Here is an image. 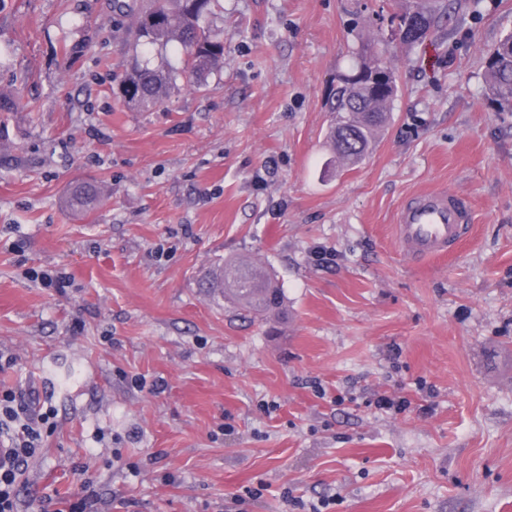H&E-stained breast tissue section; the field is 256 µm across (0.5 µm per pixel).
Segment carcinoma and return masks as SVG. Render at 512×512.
Returning a JSON list of instances; mask_svg holds the SVG:
<instances>
[{
    "instance_id": "obj_1",
    "label": "carcinoma",
    "mask_w": 512,
    "mask_h": 512,
    "mask_svg": "<svg viewBox=\"0 0 512 512\" xmlns=\"http://www.w3.org/2000/svg\"><path fill=\"white\" fill-rule=\"evenodd\" d=\"M222 0H113L117 15L129 20L128 31L133 44L142 49L143 57L133 60L120 77L124 102L133 109H149L163 104L179 91V80L188 73L193 86H204L207 75L224 63L222 32L211 28L209 20ZM400 39L415 42L426 35L434 23L433 15L419 8L397 16ZM372 37L361 43L355 64L349 73H360L366 81L385 89L378 100H363L356 106L347 88L340 86L329 111L333 120L327 141L343 168H354L367 158L379 131L384 127L391 103L397 93L395 71L387 79L379 78V67L387 64ZM184 55L183 67L154 66L152 56L163 55L168 48ZM488 96L500 112H512V34L500 39L485 56ZM101 196L98 185L90 182L71 184L66 207L74 213L93 209ZM206 287L215 288L224 298L249 315L267 318L283 307L282 288L266 272L251 262L225 263L223 277L208 276Z\"/></svg>"
}]
</instances>
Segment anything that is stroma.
I'll return each instance as SVG.
<instances>
[{
    "instance_id": "obj_1",
    "label": "stroma",
    "mask_w": 512,
    "mask_h": 512,
    "mask_svg": "<svg viewBox=\"0 0 512 512\" xmlns=\"http://www.w3.org/2000/svg\"><path fill=\"white\" fill-rule=\"evenodd\" d=\"M223 3V68L141 112L112 0H0V381L57 421L19 512L86 484L98 512H235L261 480L247 512H512V112L483 67L512 0H440L411 45L387 30L414 0ZM376 32L399 90L342 168L328 104ZM76 180L100 206L66 208ZM431 188L469 197L472 231L416 264L393 225ZM237 257L275 273L286 320L201 286Z\"/></svg>"
}]
</instances>
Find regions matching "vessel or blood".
<instances>
[{
    "mask_svg": "<svg viewBox=\"0 0 512 512\" xmlns=\"http://www.w3.org/2000/svg\"><path fill=\"white\" fill-rule=\"evenodd\" d=\"M471 225L469 198L450 191L426 190L399 209L395 236L404 254L417 263L452 252Z\"/></svg>",
    "mask_w": 512,
    "mask_h": 512,
    "instance_id": "b4317fda",
    "label": "vessel or blood"
}]
</instances>
